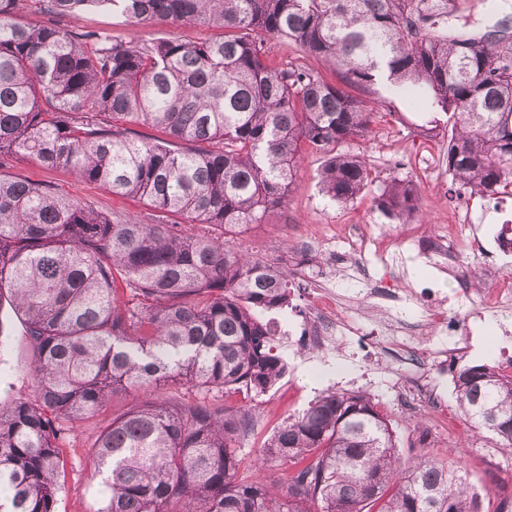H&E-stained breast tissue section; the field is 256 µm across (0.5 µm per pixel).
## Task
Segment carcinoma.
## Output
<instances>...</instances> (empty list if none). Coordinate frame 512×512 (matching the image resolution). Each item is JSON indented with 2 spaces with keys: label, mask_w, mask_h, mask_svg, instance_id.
<instances>
[{
  "label": "carcinoma",
  "mask_w": 512,
  "mask_h": 512,
  "mask_svg": "<svg viewBox=\"0 0 512 512\" xmlns=\"http://www.w3.org/2000/svg\"><path fill=\"white\" fill-rule=\"evenodd\" d=\"M29 2L47 22L18 20ZM96 9L218 27L224 39L117 45L71 24ZM453 13L454 0H0V162L64 166L154 211L110 216L0 171V336H22L33 392L0 400V512H54L65 425L168 382L201 397L150 395L112 420L91 455L95 512H485L488 494L458 458L402 462L366 395L316 397L246 468L256 408L204 398L254 401L287 371L259 314L288 308L293 272L234 235L285 205L302 147L327 156L321 191L354 200L370 167L341 147L371 134L387 93L425 105V137L454 119L451 186L512 195V32L435 28ZM263 34L334 66L337 81L299 60L269 64ZM418 201L412 181L394 179L377 207L400 222ZM452 372L460 413L512 448V374ZM276 466L285 479L258 476Z\"/></svg>",
  "instance_id": "1"
}]
</instances>
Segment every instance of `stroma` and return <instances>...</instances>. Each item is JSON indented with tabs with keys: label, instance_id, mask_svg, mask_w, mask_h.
<instances>
[{
	"label": "stroma",
	"instance_id": "obj_1",
	"mask_svg": "<svg viewBox=\"0 0 512 512\" xmlns=\"http://www.w3.org/2000/svg\"><path fill=\"white\" fill-rule=\"evenodd\" d=\"M79 23L110 32L113 42L123 45L157 38L205 41L223 35L222 29L207 25L134 24L109 11L87 12ZM343 149L365 157L371 169L366 188L353 202L339 204L321 193L318 174L325 157L309 151L288 194L286 207L270 212L264 223L252 225L236 237L241 249L284 259L294 268L302 256L287 252L286 242L314 236L317 257L300 282L293 285V307L285 312L290 321H300L310 288L335 289L346 302L342 315L365 327L371 324L373 310L362 290L376 282L383 281L398 289V309L407 315H420L428 307L448 302L456 292L453 273L447 266L436 265L430 243L452 224L472 225L483 242L482 252L464 251L465 261L480 266L493 263L502 273H512V252H503L497 243L502 225H512V196L480 199L463 191L451 192L443 138H422L415 126L385 114L376 120L370 138L348 142ZM0 170L20 179L50 183L58 191L99 210L143 219L150 213L149 207L139 200L117 197L102 187L79 181L63 167L46 168L18 158ZM394 178L413 181L419 197L418 213L401 224L387 219L376 204L384 185ZM364 234L379 240L381 246L362 251L357 268H350L348 260L354 241ZM463 311L484 314L482 329L471 336L470 342L483 344V363L498 365L502 359L501 346L512 348V335L498 336V316L493 309L484 307L482 295H473ZM278 351L294 364L295 370L263 395L261 415L242 441L245 460L258 456L273 431L288 415L302 411L318 391H355L369 396L387 417L399 440L402 459L447 456L460 447L464 450L460 461L474 484H512V449L502 447L492 433L471 429L453 406L451 376L436 379L439 394L450 405L447 423H439L429 415L416 429L408 423L411 407L394 391L398 373L386 361L382 337H374L361 350L346 348L341 353L343 368L322 375L307 371L308 361L299 346L282 342ZM133 399L130 393L116 395L98 414L67 428L59 442L64 468L55 512H94L97 485L89 465L92 448L113 417L125 411Z\"/></svg>",
	"mask_w": 512,
	"mask_h": 512
}]
</instances>
